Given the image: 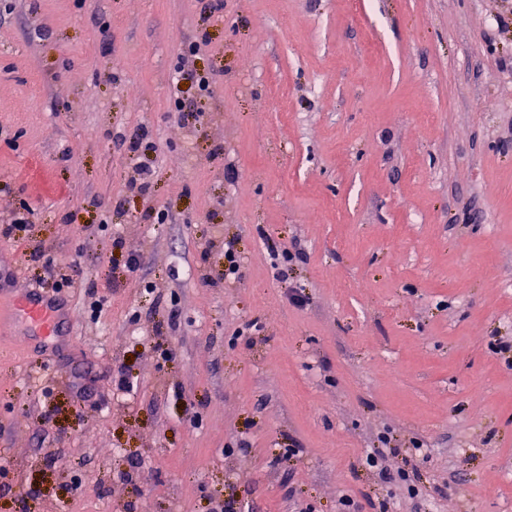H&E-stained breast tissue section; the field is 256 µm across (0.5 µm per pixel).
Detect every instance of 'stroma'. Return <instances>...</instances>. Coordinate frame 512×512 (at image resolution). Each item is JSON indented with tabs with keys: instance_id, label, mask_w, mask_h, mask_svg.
<instances>
[{
	"instance_id": "35a3bbf8",
	"label": "stroma",
	"mask_w": 512,
	"mask_h": 512,
	"mask_svg": "<svg viewBox=\"0 0 512 512\" xmlns=\"http://www.w3.org/2000/svg\"><path fill=\"white\" fill-rule=\"evenodd\" d=\"M25 207L0 304L43 246L76 338L0 328V512H512V0H0V225ZM243 277V265L234 240L224 242V282H236ZM35 254L38 256L39 260L42 261V268L44 273L43 281L51 280L59 278L54 282V292L59 293L63 288H74L75 281L73 278H70L68 275L61 274L57 268L55 259L49 253H46L43 250L36 249Z\"/></svg>"
}]
</instances>
